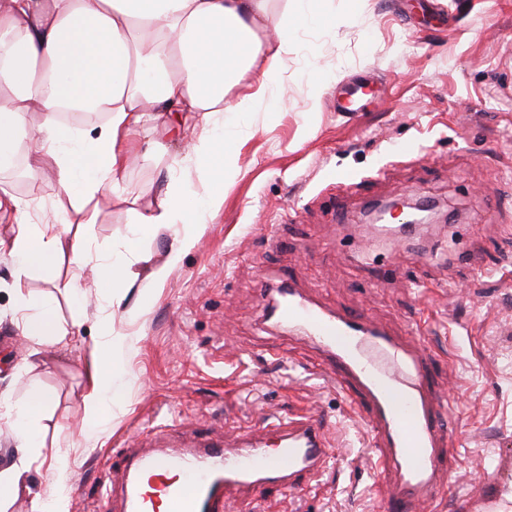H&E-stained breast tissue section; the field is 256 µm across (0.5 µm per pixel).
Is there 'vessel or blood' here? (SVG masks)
I'll use <instances>...</instances> for the list:
<instances>
[{"label":"vessel or blood","mask_w":512,"mask_h":512,"mask_svg":"<svg viewBox=\"0 0 512 512\" xmlns=\"http://www.w3.org/2000/svg\"><path fill=\"white\" fill-rule=\"evenodd\" d=\"M365 85L347 87L334 108L366 109ZM278 325L306 329L321 363L334 367L339 389L356 393L378 444L376 465L389 479L392 512H416L444 492L442 473L453 442L447 403L423 376L426 346L414 337L402 343L360 317L326 313L291 288L274 289L267 306ZM276 459L262 437L243 431L234 444L192 437L180 448L150 447L126 457L120 486L121 512H151L146 479L160 483L167 512H224L230 491L288 489L292 477L321 471L333 454L320 422L306 417L280 426Z\"/></svg>","instance_id":"obj_1"}]
</instances>
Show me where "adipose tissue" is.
Segmentation results:
<instances>
[{
	"mask_svg": "<svg viewBox=\"0 0 512 512\" xmlns=\"http://www.w3.org/2000/svg\"><path fill=\"white\" fill-rule=\"evenodd\" d=\"M271 2L0 0V171L14 167L21 145L29 144V176L37 177L42 163H52L59 192L74 208L67 221L33 224L25 202L0 195V208L16 213L17 232L6 247L16 260L12 290L27 312L21 334L30 345V358L65 336L49 302L33 304L26 280L34 272L56 270L65 256L74 270L82 269L87 250L71 225L93 223L86 204L116 193L131 165L156 160L153 150L132 152V136L181 127L191 118L252 111L277 84L292 40L284 31L277 40L267 38ZM257 68L263 78L256 89L237 94L245 76ZM34 110L41 121L31 128L26 115ZM89 112L103 117L91 131L86 128ZM217 140L212 131L189 139L173 161L195 160L197 180L168 184L158 205L135 215L142 233L171 231L170 263L200 239V225L187 223L186 215L203 209L215 217L224 203V180L236 165L233 152H217ZM141 265L154 281L165 280L167 265H152L134 244L127 256L103 264L97 284L109 289L110 306L123 304L118 288L132 286ZM100 330L108 341L90 356L107 361L113 372L90 375L84 407L92 423L103 417L108 403L123 397L114 378L122 367L121 345L111 341L108 320H101ZM49 400L46 390L33 388L14 425L16 459L0 469V504L31 491L29 473L38 446L34 421Z\"/></svg>",
	"mask_w": 512,
	"mask_h": 512,
	"instance_id": "obj_1",
	"label": "adipose tissue"
}]
</instances>
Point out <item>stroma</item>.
<instances>
[{"label": "stroma", "instance_id": "stroma-1", "mask_svg": "<svg viewBox=\"0 0 512 512\" xmlns=\"http://www.w3.org/2000/svg\"><path fill=\"white\" fill-rule=\"evenodd\" d=\"M323 0L321 23L293 32L280 70L283 98L255 111L216 116L238 171L224 182L215 220L164 281L140 275L122 307H109L93 271L66 287L68 261L31 275L34 296L53 299L67 344L0 342V468L10 464L13 426L32 387L53 400L37 425L42 449L32 494L6 512H33L32 497L59 491L52 456L70 461L67 512H109L114 463L159 430L227 437L305 416L325 427L334 454L291 490L232 497L224 512H389L367 421L316 364L304 335L262 312L265 277L290 284L322 309L358 314L406 339L421 335L428 376L448 398L455 441L446 497L418 512H494L512 485V0ZM372 74L363 112H337L331 93ZM350 175L331 185L328 170ZM194 162L135 165L122 193L98 197L97 219L76 224L91 257L128 242L166 264L169 231H137L134 214L157 205L171 179L193 180ZM0 187L28 202L29 219L71 209L46 167L0 173ZM415 196L454 216L392 242L363 221L374 202ZM167 265V264H166ZM16 261L0 249V335L18 336L11 286ZM124 339V398L96 423L85 418L90 351L101 319Z\"/></svg>", "mask_w": 512, "mask_h": 512}]
</instances>
